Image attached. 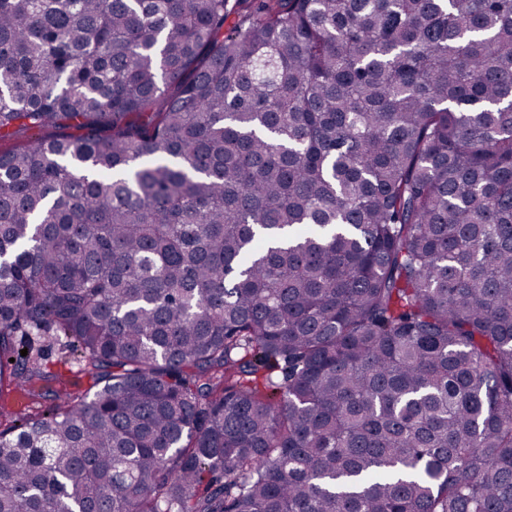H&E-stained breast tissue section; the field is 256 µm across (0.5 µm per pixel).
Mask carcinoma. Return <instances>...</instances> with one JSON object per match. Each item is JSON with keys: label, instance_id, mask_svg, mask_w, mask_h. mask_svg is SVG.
<instances>
[{"label": "carcinoma", "instance_id": "obj_1", "mask_svg": "<svg viewBox=\"0 0 512 512\" xmlns=\"http://www.w3.org/2000/svg\"><path fill=\"white\" fill-rule=\"evenodd\" d=\"M17 124L0 512H512V0H0ZM57 131L58 129L54 126H47L41 130L13 127L10 129L9 136L0 138V151L22 148L36 138L49 139L53 137ZM64 356L57 345L46 348L43 360L46 369L55 374H62L68 381L70 389L85 390L89 388L92 380L81 371V364L72 357L67 358L68 361L64 364Z\"/></svg>", "mask_w": 512, "mask_h": 512}]
</instances>
